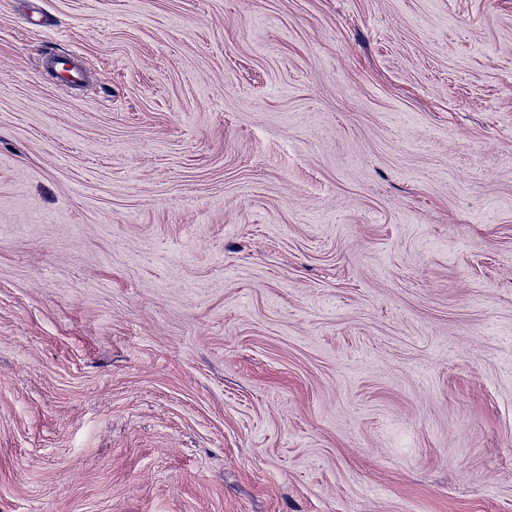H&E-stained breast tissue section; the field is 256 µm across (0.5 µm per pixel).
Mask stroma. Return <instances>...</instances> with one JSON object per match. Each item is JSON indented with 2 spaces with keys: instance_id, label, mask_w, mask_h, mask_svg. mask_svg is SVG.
<instances>
[{
  "instance_id": "1",
  "label": "stroma",
  "mask_w": 512,
  "mask_h": 512,
  "mask_svg": "<svg viewBox=\"0 0 512 512\" xmlns=\"http://www.w3.org/2000/svg\"><path fill=\"white\" fill-rule=\"evenodd\" d=\"M0 512H512V0H0ZM76 56L70 57H48L46 60L51 65L62 71L61 81L69 86H78L83 83L84 72L82 67L75 63Z\"/></svg>"
}]
</instances>
